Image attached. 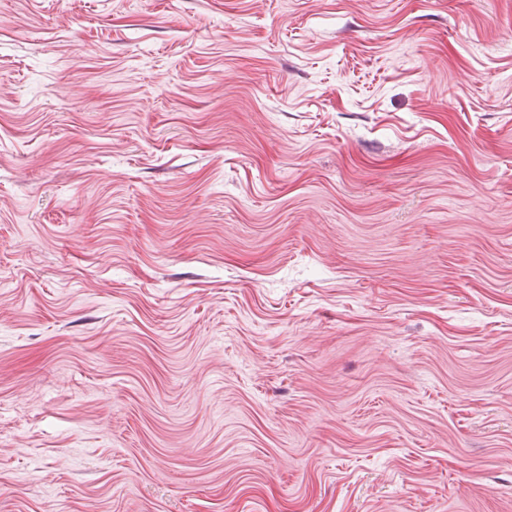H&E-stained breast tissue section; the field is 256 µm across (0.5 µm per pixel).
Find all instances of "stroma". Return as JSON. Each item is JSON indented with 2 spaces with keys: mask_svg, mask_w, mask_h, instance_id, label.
<instances>
[{
  "mask_svg": "<svg viewBox=\"0 0 512 512\" xmlns=\"http://www.w3.org/2000/svg\"><path fill=\"white\" fill-rule=\"evenodd\" d=\"M0 512H512V0H0Z\"/></svg>",
  "mask_w": 512,
  "mask_h": 512,
  "instance_id": "35a3bbf8",
  "label": "stroma"
}]
</instances>
